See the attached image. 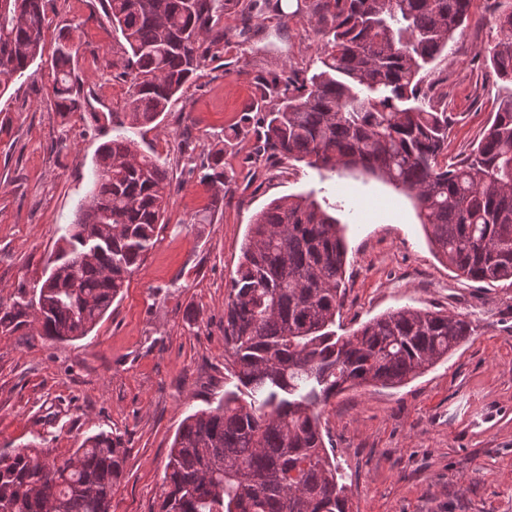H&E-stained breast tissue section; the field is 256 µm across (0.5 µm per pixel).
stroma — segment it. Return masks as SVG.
Masks as SVG:
<instances>
[{
  "label": "stroma",
  "mask_w": 512,
  "mask_h": 512,
  "mask_svg": "<svg viewBox=\"0 0 512 512\" xmlns=\"http://www.w3.org/2000/svg\"><path fill=\"white\" fill-rule=\"evenodd\" d=\"M493 0H475L464 33L426 66L424 84L454 117L449 157L460 159L512 83L493 78L484 50L501 37ZM44 52L0 93V307L21 310L0 331V451L38 446L65 459L107 432L126 450L112 512H157L170 448L183 419L217 402L227 369L224 307L257 212L324 189L348 249L336 332L403 308L467 315L468 341L397 388L361 386L321 410L327 448L352 512H512V283L457 276L435 252L412 201L379 180L257 156L255 139L228 141L258 78L308 70L319 38L305 13L268 10L244 26L221 16L213 57L157 127L122 125L131 79L125 42L104 0H43ZM78 52L84 104L57 112L51 55L60 33ZM134 139L173 174L158 241L110 310L75 341L41 336L28 303L46 261L74 223L98 147ZM234 177L223 199L200 183L215 149Z\"/></svg>",
  "instance_id": "35a3bbf8"
}]
</instances>
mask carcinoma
<instances>
[{
	"mask_svg": "<svg viewBox=\"0 0 512 512\" xmlns=\"http://www.w3.org/2000/svg\"><path fill=\"white\" fill-rule=\"evenodd\" d=\"M240 0H107L129 47L133 90L124 118L153 124L195 76L224 11ZM475 0H305L320 36L318 68L259 85L276 107L256 120L259 155L319 170L360 169L413 200L437 254L472 281H512V96L470 154L448 162L445 111L426 106L420 77L469 26ZM501 38L485 50L497 79L512 81V0H494ZM42 0H0V92L42 56ZM77 50L59 36L52 53L60 112L81 106ZM200 177L213 199L229 190L219 165ZM166 163L118 137L100 145L92 189L66 246L49 259L37 298L41 334L83 338L158 240ZM346 248L336 217L312 195L259 212L231 277L225 351L246 397L186 417L171 449L158 512H350L325 448L320 408L356 386L398 387L472 335L462 314L401 308L347 336L332 327L343 303ZM126 450L100 432L73 455L35 447L0 452V512H111Z\"/></svg>",
	"mask_w": 512,
	"mask_h": 512,
	"instance_id": "cac0c4a2",
	"label": "carcinoma"
}]
</instances>
